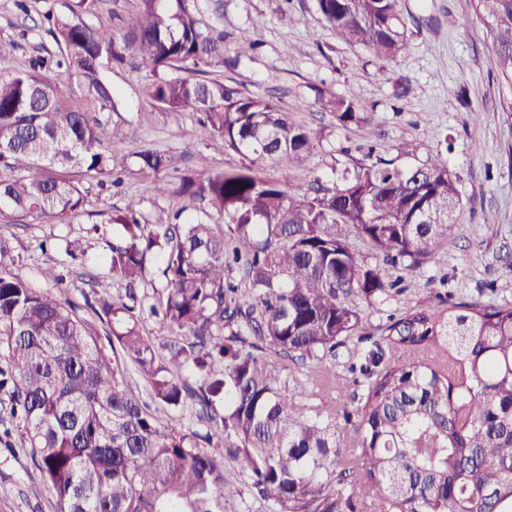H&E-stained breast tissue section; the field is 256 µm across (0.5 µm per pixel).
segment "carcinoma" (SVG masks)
<instances>
[{
    "mask_svg": "<svg viewBox=\"0 0 512 512\" xmlns=\"http://www.w3.org/2000/svg\"><path fill=\"white\" fill-rule=\"evenodd\" d=\"M100 2L43 12L35 26L57 52L0 74V216L65 220L83 210L89 180L121 182L126 134L111 125L119 95L105 72L129 64L155 74L152 108L198 115L199 137L248 163L152 183L157 195L205 202L197 219L145 221L135 198L107 216L120 230L109 271L125 300L98 294L88 307L112 331L110 354L63 277L48 267L58 287H32L9 269L0 236V389L58 512H224L226 459L273 512H512V304L440 295L373 330L363 316L390 295L385 264L429 262L453 234L462 204L447 164L378 159L290 191L261 166L286 170L320 137L273 100L207 78L224 64V30L198 0H135L132 20L112 26L97 21ZM473 2L512 91V0ZM317 9L349 44L380 58L405 49L401 0ZM318 101L343 126L372 119L333 90ZM135 157L143 173L179 172L173 154ZM340 224L379 262L355 252ZM153 262L163 285L150 312L173 334L160 345L137 311ZM235 268L239 281L225 276ZM354 336L370 344L349 367L366 387L356 406L342 404L341 424L288 387L284 361L334 358ZM128 364L155 402L195 408L220 436L159 423Z\"/></svg>",
    "mask_w": 512,
    "mask_h": 512,
    "instance_id": "obj_1",
    "label": "carcinoma"
}]
</instances>
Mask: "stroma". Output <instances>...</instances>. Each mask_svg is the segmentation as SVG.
I'll return each mask as SVG.
<instances>
[{"label": "stroma", "instance_id": "35a3bbf8", "mask_svg": "<svg viewBox=\"0 0 512 512\" xmlns=\"http://www.w3.org/2000/svg\"><path fill=\"white\" fill-rule=\"evenodd\" d=\"M206 17H217L224 29V64L211 75L247 95L272 99L297 124L320 136L315 154L288 169L268 164L265 177L289 187L313 180L332 184L337 170L362 162L367 151L415 166L439 157L458 177L462 214L454 232L433 262L392 270L402 289L382 305L364 309L369 327L385 324L390 314L430 305L445 292L454 299L512 304V93L497 78L488 31L475 14L472 0H402L406 47L382 60L352 46L325 25L316 0H202ZM250 33L253 46L240 44ZM0 39L19 44L0 59V74L25 66L42 49H54L50 36L21 32L14 0H0ZM122 104L113 122L127 135L129 174L121 187L92 186L88 202L75 218L61 223L12 214L0 220V235L13 244L10 269L32 287L51 288L46 267L64 276L72 300L99 289L117 295L109 275L112 227L105 219L128 197L142 201L146 217L163 209L199 215L202 202L189 197L157 196L138 171L134 152L150 148L180 156L183 169L207 172L240 166L242 157L225 150L221 140L194 134L189 113L152 109L146 89L153 77L132 68L106 72ZM371 107L370 124L344 127L317 102L321 89ZM408 140L418 141L415 157L401 154ZM80 239L81 259L51 248L57 237ZM231 494L224 512H270L269 502L253 496L232 463L224 465ZM0 512H56V500L39 470L25 454L0 451Z\"/></svg>", "mask_w": 512, "mask_h": 512}]
</instances>
